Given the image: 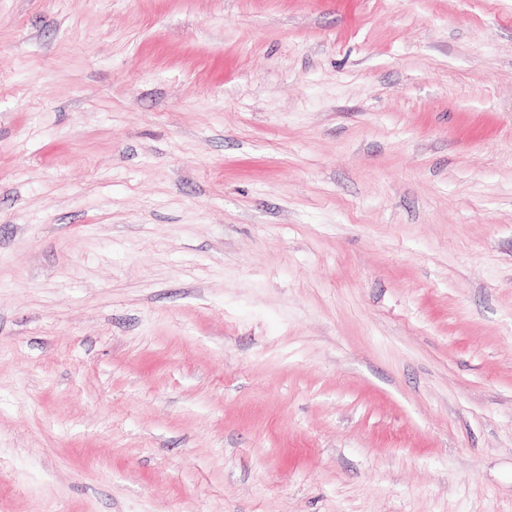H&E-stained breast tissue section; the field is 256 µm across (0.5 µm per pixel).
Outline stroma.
<instances>
[{
	"label": "stroma",
	"mask_w": 512,
	"mask_h": 512,
	"mask_svg": "<svg viewBox=\"0 0 512 512\" xmlns=\"http://www.w3.org/2000/svg\"><path fill=\"white\" fill-rule=\"evenodd\" d=\"M0 512H512V0H0Z\"/></svg>",
	"instance_id": "1"
}]
</instances>
